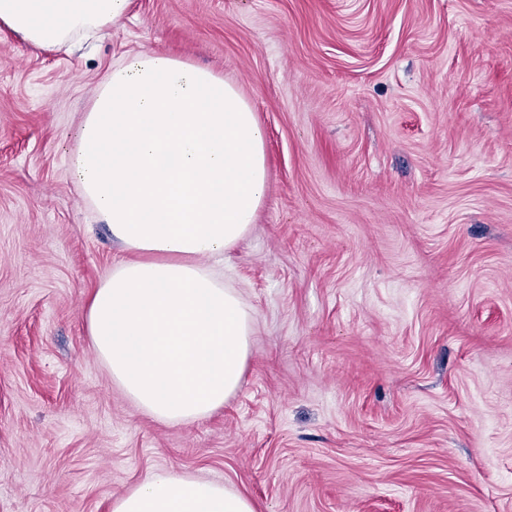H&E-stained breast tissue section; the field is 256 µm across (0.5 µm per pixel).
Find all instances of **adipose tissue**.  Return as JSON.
<instances>
[{
  "label": "adipose tissue",
  "instance_id": "obj_1",
  "mask_svg": "<svg viewBox=\"0 0 512 512\" xmlns=\"http://www.w3.org/2000/svg\"><path fill=\"white\" fill-rule=\"evenodd\" d=\"M131 0H0V26L59 49L119 24ZM81 195L127 251L95 289L86 323L113 383L167 424L210 416L240 388L254 315L205 260L247 235L266 193L264 133L211 71L156 52L113 68L69 156ZM111 512H256L223 483L170 469Z\"/></svg>",
  "mask_w": 512,
  "mask_h": 512
}]
</instances>
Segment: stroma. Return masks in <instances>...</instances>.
Here are the masks:
<instances>
[{"label":"stroma","mask_w":512,"mask_h":512,"mask_svg":"<svg viewBox=\"0 0 512 512\" xmlns=\"http://www.w3.org/2000/svg\"><path fill=\"white\" fill-rule=\"evenodd\" d=\"M143 50L223 76L265 134L224 263L250 359L176 425L90 345L123 252L68 172ZM158 468L257 512H512V0H132L74 53L0 30V512H111Z\"/></svg>","instance_id":"35a3bbf8"}]
</instances>
